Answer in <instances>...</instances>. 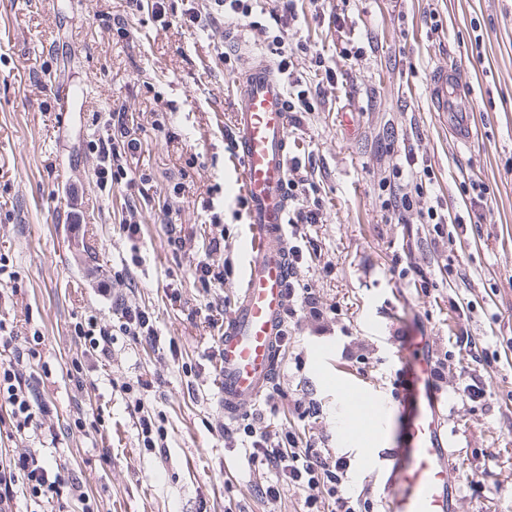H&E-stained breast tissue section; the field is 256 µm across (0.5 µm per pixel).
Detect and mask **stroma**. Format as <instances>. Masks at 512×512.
<instances>
[{"instance_id": "stroma-1", "label": "stroma", "mask_w": 512, "mask_h": 512, "mask_svg": "<svg viewBox=\"0 0 512 512\" xmlns=\"http://www.w3.org/2000/svg\"><path fill=\"white\" fill-rule=\"evenodd\" d=\"M168 28L151 14L131 13L125 0H0V253L14 280L0 281V315L15 318L19 335H41L34 370L44 371L40 398L58 410L55 442L46 463L65 459L104 512H300L301 497L284 490L261 497L271 478L252 462L239 438H226L212 357L217 329L210 308H230L241 284L246 216H235L238 161L226 149L233 125L234 75L246 60L271 62L261 34L248 19L201 21L184 28L183 0ZM305 5L302 26L284 28L289 46L308 41L336 70L327 84L310 57L294 56L296 72L322 94L314 111L297 113L290 152L308 155L323 203L321 223L307 226L317 246L301 265L296 287L314 293L323 320L304 317L281 354L275 382L276 413L264 399L242 415L264 414L271 430L294 428L301 438L345 457L350 486L373 500L383 496L376 472L390 433L359 451L360 434L346 429L352 384L379 400L391 398L394 358L389 324L434 336L437 357H449L440 386L450 407L455 467L466 476L485 470L501 486L486 498L463 489L461 512H512V413L501 402L512 393V370L490 364L492 396L478 405L456 398L467 374L466 352L450 336L461 333L486 347L512 340V0H351L346 28L354 29L360 57L347 60L327 16ZM443 29L431 32L430 12ZM121 18L123 31L104 28L100 15ZM230 60H223V53ZM460 70L459 89L470 111L474 140L457 144L433 112L430 72ZM124 107L141 124V152L133 173L154 175L150 190L102 196L90 144L105 135L104 115ZM163 113L165 129L147 128L146 114ZM428 165L444 208L465 214L471 181L490 195L479 223L463 234V280L449 284L437 266L447 239L426 243L419 214L394 224L381 207L379 184L409 162ZM224 206V225L209 224L201 207L210 186ZM142 222L140 265L123 270L130 244L121 225L130 208ZM181 224L186 246L167 242L168 222ZM225 232L231 261L222 286L204 290L194 270L207 237ZM413 265L432 282L414 288L397 271ZM456 289L473 312L459 317L448 296ZM180 300H172V291ZM152 313L162 342L156 351L121 331L112 356L85 363L88 386L77 390L66 371L80 351L72 339L77 318L116 323L120 301ZM132 393H124V386ZM314 400L319 414L298 419L294 401ZM160 416L166 447L146 451L138 437L135 399ZM101 409L99 430L69 428L76 404Z\"/></svg>"}]
</instances>
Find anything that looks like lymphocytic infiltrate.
Wrapping results in <instances>:
<instances>
[{"mask_svg":"<svg viewBox=\"0 0 512 512\" xmlns=\"http://www.w3.org/2000/svg\"><path fill=\"white\" fill-rule=\"evenodd\" d=\"M271 2V8L263 11L261 18L257 19L253 16V0H207L205 12L186 9L184 23L192 28L205 16L214 21L236 15L250 18L253 28L264 34L269 52L276 56L278 70L288 75L294 62L282 36L271 34L270 29L297 21L295 0ZM107 124L110 134L93 144L97 158L96 182L103 192L127 182L128 159L141 148V141L135 130L130 128L124 108H113ZM405 177L412 182V191H402L400 181ZM314 189L312 167L302 164L298 158H291L288 238L293 263L297 266L315 251L314 242L305 232L306 226L322 221L320 201L310 198ZM434 189L429 168L407 172L395 170L388 182L384 207L391 219L398 222L403 221L405 213L418 211L430 224L432 233L443 236L447 224L459 227L463 220L438 211L432 203ZM119 322L116 328L124 335L151 346L157 345V329L146 309L137 305L124 306ZM116 328L91 314L76 321L73 332L85 353L106 360L112 353V331ZM455 343L458 348L467 350L469 357L468 375L459 394L474 403L484 401L491 394L484 375L486 367L489 361L494 360L512 368V345L492 352L469 336L457 337ZM33 355L32 347L15 334L13 324L0 318V408L7 414L10 432H26L38 439L44 435L43 418L47 408L36 398L35 373L26 366ZM243 434L251 461L265 466L274 475L273 481L262 487V495L274 499L280 497L284 490L291 489L300 494L303 512H357L354 498L345 488L347 464L342 458L332 457L312 443H301L292 431H271L259 420L244 425ZM22 499L36 503L73 500L78 502L80 512H100L98 503L80 490L66 464L47 467L40 462L34 448H0V512H20L18 502Z\"/></svg>","mask_w":512,"mask_h":512,"instance_id":"obj_1","label":"lymphocytic infiltrate"}]
</instances>
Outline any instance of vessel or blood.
<instances>
[{"label": "vessel or blood", "instance_id": "obj_1", "mask_svg": "<svg viewBox=\"0 0 512 512\" xmlns=\"http://www.w3.org/2000/svg\"><path fill=\"white\" fill-rule=\"evenodd\" d=\"M234 103L232 140L241 161L239 192L246 200L249 232L241 288L224 323L217 360L225 415L257 400L279 367L284 311L294 286L287 233L289 134L295 122L286 85L269 64L246 65ZM462 72L434 69L428 79L435 112L461 143L474 137L455 100ZM389 342L398 364L393 407L401 417L398 439L380 465L382 512H461L459 476L449 453L448 406L435 377L434 339L394 328ZM351 415L378 420L383 407L357 388L344 392Z\"/></svg>", "mask_w": 512, "mask_h": 512}]
</instances>
